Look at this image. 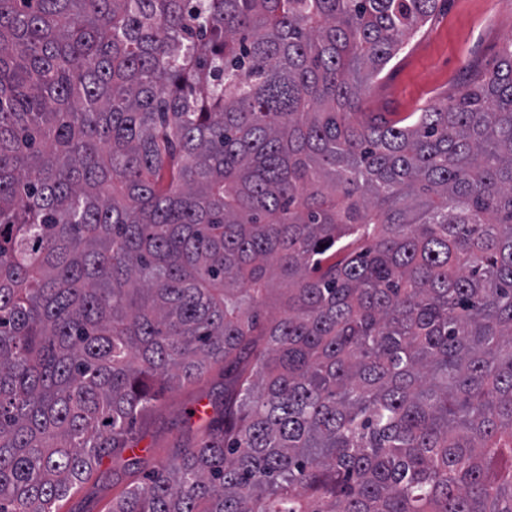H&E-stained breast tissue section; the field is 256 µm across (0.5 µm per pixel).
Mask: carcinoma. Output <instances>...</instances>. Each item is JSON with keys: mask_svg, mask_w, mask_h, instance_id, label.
Here are the masks:
<instances>
[{"mask_svg": "<svg viewBox=\"0 0 512 512\" xmlns=\"http://www.w3.org/2000/svg\"><path fill=\"white\" fill-rule=\"evenodd\" d=\"M439 0H0V512H512V40L402 124ZM223 385V374L214 369L193 385L165 391L157 406L136 426V430L141 432L136 453L147 458L150 463L171 458L175 450L172 447L186 440L185 436L182 437L184 421L189 412L198 406L197 400L202 398L200 405L206 404L208 398L221 395ZM122 460L105 459L72 494L58 503V512H107L112 507V478L123 484ZM117 474V475H114ZM113 474V475H112Z\"/></svg>", "mask_w": 512, "mask_h": 512, "instance_id": "cac0c4a2", "label": "carcinoma"}]
</instances>
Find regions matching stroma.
<instances>
[{
  "label": "stroma",
  "mask_w": 512,
  "mask_h": 512,
  "mask_svg": "<svg viewBox=\"0 0 512 512\" xmlns=\"http://www.w3.org/2000/svg\"><path fill=\"white\" fill-rule=\"evenodd\" d=\"M511 39L512 0H441L429 22L405 39L370 85L363 110L371 117L397 120L446 101L491 70ZM223 385V374L214 370L195 384L166 391L136 426L142 456L153 463L171 458L198 399L218 397ZM121 471V460H104L59 502V512H109L112 478Z\"/></svg>",
  "instance_id": "obj_1"
}]
</instances>
